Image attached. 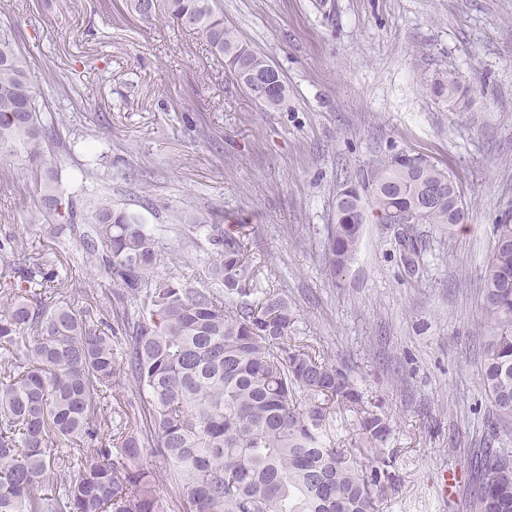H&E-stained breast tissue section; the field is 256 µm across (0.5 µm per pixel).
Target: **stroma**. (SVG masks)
I'll return each instance as SVG.
<instances>
[{
  "label": "stroma",
  "mask_w": 512,
  "mask_h": 512,
  "mask_svg": "<svg viewBox=\"0 0 512 512\" xmlns=\"http://www.w3.org/2000/svg\"><path fill=\"white\" fill-rule=\"evenodd\" d=\"M224 22L283 75L275 109L240 89L199 34L117 11L111 0H0V29L30 61L61 142L46 152L63 185L101 154L88 183L141 215L165 251L162 272L208 288L202 212L243 230L263 288L294 311L289 344L344 364L394 430L384 456L398 481L379 512H467L470 457L484 438L512 449L479 379L478 292L492 227L512 215V0H221ZM452 73L469 105L430 91ZM426 157L464 191L468 223L446 238L418 225L428 252L408 273L386 224H364L341 275L325 260L342 185L380 156ZM24 155L0 159V229L26 252L53 245ZM453 474L444 495L443 473Z\"/></svg>",
  "instance_id": "stroma-1"
}]
</instances>
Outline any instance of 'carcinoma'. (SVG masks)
<instances>
[{
    "mask_svg": "<svg viewBox=\"0 0 512 512\" xmlns=\"http://www.w3.org/2000/svg\"><path fill=\"white\" fill-rule=\"evenodd\" d=\"M148 21L167 17L195 30L224 58L237 85L270 70L267 58L224 25L218 0H125ZM433 95L467 106L452 76ZM286 85L272 83L255 100L276 108ZM61 117L46 110L29 61L0 31V155L25 154L37 198L31 223L56 224V245L76 237L83 262L112 280L118 311L60 299L81 282L62 277L60 258L27 256L11 232L0 237V512H166L157 473L139 465L160 450L182 483L188 512H378L393 475L376 454L362 463L336 446L327 405L352 413L370 444L393 423L366 407L347 370L288 344V301L260 289L237 237L202 213L177 220L210 228L213 288L159 272L162 247L141 216L101 197L90 216L80 202L88 171L71 191L45 159ZM441 203L419 209L431 187ZM463 191L434 163L398 153L378 158L336 197L326 263L335 273L354 258L368 216L414 215L419 224L457 226ZM404 260L421 266L423 247L405 227L395 235ZM493 249L479 293L483 346L479 375L499 420L512 422V220L493 225ZM262 294L256 304L224 298ZM146 311L132 318L126 304ZM134 382L145 396L141 421L112 427L103 401ZM472 512H512V456L488 444L477 450ZM55 483L48 484L50 475Z\"/></svg>",
    "mask_w": 512,
    "mask_h": 512,
    "instance_id": "1",
    "label": "carcinoma"
}]
</instances>
